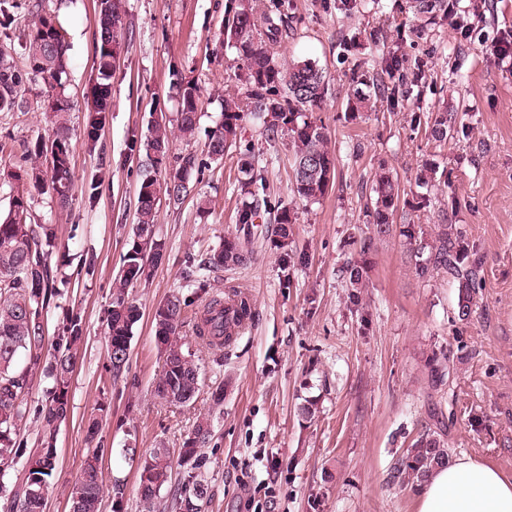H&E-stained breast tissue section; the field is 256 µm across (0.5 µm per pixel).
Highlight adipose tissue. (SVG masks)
I'll list each match as a JSON object with an SVG mask.
<instances>
[{
	"label": "adipose tissue",
	"instance_id": "adipose-tissue-1",
	"mask_svg": "<svg viewBox=\"0 0 512 512\" xmlns=\"http://www.w3.org/2000/svg\"><path fill=\"white\" fill-rule=\"evenodd\" d=\"M417 512H512V476L465 457L430 472L416 488Z\"/></svg>",
	"mask_w": 512,
	"mask_h": 512
}]
</instances>
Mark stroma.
Here are the masks:
<instances>
[{
	"mask_svg": "<svg viewBox=\"0 0 512 512\" xmlns=\"http://www.w3.org/2000/svg\"><path fill=\"white\" fill-rule=\"evenodd\" d=\"M280 8L288 35L286 60H312L330 90L319 112L336 154V179L320 201L306 203L290 190L287 138L268 145L261 127L245 121L242 147L266 179L269 209L259 220L250 265L210 273L205 285L186 280L187 260L208 257L235 233L241 189L237 153L191 177L192 193L162 201L157 234L165 256L149 281L128 296L141 308L128 367L113 378L104 327L114 279L132 241L145 157L137 147L151 115L174 119V74L201 89L199 131L220 119L225 93L241 88L242 64L222 49L230 0H126L128 40L112 73V104L97 143L87 138L86 95L95 75L96 0H40L41 13L58 18L69 44L72 104L71 198L58 207L31 194L22 178L28 145L48 138L40 84H26L23 110L0 112V215L13 196L31 194V219L51 224L65 243L52 260L60 296L43 316L49 340L66 317L80 314L83 337L72 373L70 411L56 437V467L47 479L44 512H69V486L92 449L103 448L102 512H144L137 494L141 461L155 448L179 453L199 414L212 415V433L194 464L175 466L153 512H179L175 493L189 476L206 482L201 512H417L412 488L388 479L389 465L432 421L453 412L448 427L453 457H474L512 474V57L490 46L512 37V0H485L473 12L460 0L468 28L437 23L422 34L403 26L406 0H263ZM398 86L401 107L380 101L351 115L348 97L362 76ZM454 114L448 143L429 138L430 116ZM397 175L401 195L390 236L361 254L368 231L367 202L379 165ZM438 167L447 188L420 185L426 165ZM205 195L199 213L196 195ZM288 207L294 251L306 262L283 268L274 212ZM454 212L469 257L480 263L481 288L468 320L456 313L457 288L446 275L420 276L430 255L439 213ZM415 241L407 243L403 228ZM362 259L366 286L357 299L340 272ZM248 294L253 317L224 351L205 348L193 317L209 299ZM188 303L180 333L200 368L201 390L192 405L169 407L153 397L164 357L152 335L156 307L171 294ZM446 360L450 377L432 390L425 363ZM49 381L32 369L25 399L31 408L20 438L40 445L35 408L45 404ZM223 388L213 407L211 393ZM317 402L314 419L298 407ZM122 485V500L112 488Z\"/></svg>",
	"mask_w": 512,
	"mask_h": 512,
	"instance_id": "35a3bbf8",
	"label": "stroma"
}]
</instances>
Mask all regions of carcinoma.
<instances>
[{
	"label": "carcinoma",
	"mask_w": 512,
	"mask_h": 512,
	"mask_svg": "<svg viewBox=\"0 0 512 512\" xmlns=\"http://www.w3.org/2000/svg\"><path fill=\"white\" fill-rule=\"evenodd\" d=\"M26 9L33 16L31 25L19 36L24 50L26 68L17 67L12 47L0 44V112H12L22 104L21 93L27 82H38L45 93L44 112L52 125L51 146L37 141L30 152L36 156L50 150L52 167L45 172L31 164L24 169L29 185L39 194L50 192L62 207L69 204L71 172V133L67 113L72 106L67 95L68 45L62 28L52 16L35 11L36 5L26 0H0V14L11 16L18 9ZM99 28L95 44L96 77L88 97L87 137L95 143L109 111L112 97V71L115 68L112 46H124L125 0H98ZM406 21L421 32L442 16L455 24L456 15L448 12V0H407ZM226 47L232 50L244 65L245 91L221 99V121L207 134V157L220 162L240 141L242 122L250 116L264 126L267 138L275 140L284 135L293 150L294 193L307 202L323 198L335 182L336 155L331 150L328 134L321 118L314 115L320 109L328 91L323 72L309 61L287 63L278 57L276 48L283 38V20L276 13L266 12L261 0H231L225 19ZM368 91L355 90L354 111L368 109L372 100L384 97L395 99V89L379 82L363 79ZM177 97L176 129L188 147L177 156L174 168L165 172L164 180L150 174L139 186L136 220L132 244L123 257L116 277L118 286L112 294V306L105 324V345L113 377H119L129 358L132 329L140 318L139 307L129 300L126 288L150 277L151 267L163 257L165 243L156 235L158 204L165 197L170 201L183 200L190 193L189 177L202 168L203 162L189 149L197 136L201 89L195 82L174 83ZM448 113H436L430 127L432 138L448 140ZM172 131L157 120L142 147L149 167L159 172L167 167ZM239 172L245 176L242 187L251 201L238 211V233L224 238V242L195 271L214 272L241 268L252 259L246 242L251 237L258 209L267 203L260 196L266 190V180L255 170L251 156L240 154ZM373 197L367 213L370 232L360 240V253L370 251L376 241L393 230L399 185L390 170L381 168L372 178ZM31 197L18 195L12 199L8 215L0 218V467L25 456L26 449L17 439V430L26 417L27 403L23 393L29 381V368H21L17 361L24 352L30 362L37 364L46 344L42 316L60 295L56 280L51 276V262L62 244L49 224H31ZM277 248L283 268L302 262L292 249L293 218L288 207L275 217ZM466 249L461 233L453 224L440 225L433 246V259L418 267L421 276L434 272L446 274L458 288L457 317L469 318L476 304L480 288L478 270L465 264ZM346 287L354 296L365 287L366 271L357 260L344 264ZM229 308L215 299L204 306L197 328L199 337L215 350H223L230 339L227 334ZM186 319V304L172 294L159 304L153 315V333L157 345L166 355L163 373L155 385V395L164 403L180 407L192 403L201 386L198 365L191 354L182 350L179 335ZM66 344H56L57 355L48 362L47 373L54 386L50 399L39 410L42 418L40 448L27 457V477L17 492L21 512H42L43 495L34 496L33 490L42 489L45 476L55 466L57 425L69 413L68 386L76 366L72 348L83 335V319L73 313L67 317L64 329ZM447 366L432 360L428 367L431 387L445 385ZM438 430L419 435L390 466L389 480L400 487L419 485L437 466L450 461L451 449L441 430L445 420L437 421ZM210 436V420L198 419L184 441L181 460L188 461L205 447ZM99 452L89 455L70 489V512H100L103 485L99 468ZM174 457L167 448H154L144 460L139 473V494L150 505L160 490L171 480ZM208 496V485L192 479L191 486L181 492L177 507L180 512H201V503Z\"/></svg>",
	"instance_id": "obj_1"
}]
</instances>
